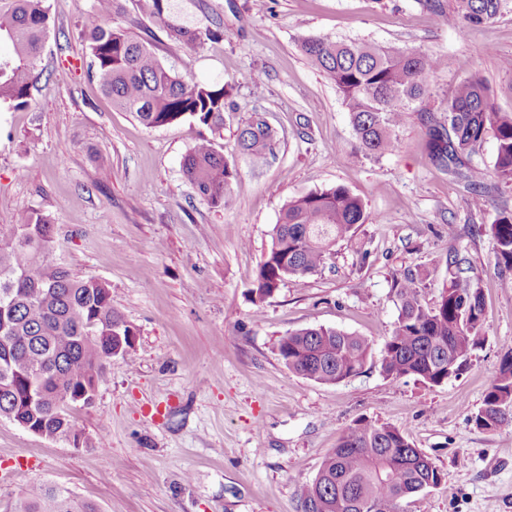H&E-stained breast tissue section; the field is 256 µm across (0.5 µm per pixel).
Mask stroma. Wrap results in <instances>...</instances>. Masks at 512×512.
Instances as JSON below:
<instances>
[{
    "label": "stroma",
    "instance_id": "obj_1",
    "mask_svg": "<svg viewBox=\"0 0 512 512\" xmlns=\"http://www.w3.org/2000/svg\"><path fill=\"white\" fill-rule=\"evenodd\" d=\"M54 34L35 71L32 103L0 112V224L48 215L55 251L75 274L106 282L135 331L132 359L111 358L91 406L75 409L89 438L76 448L0 418V512L52 483L99 512H300L301 486L356 421L398 427L443 473L404 512H512V424L477 428L471 415L512 347V270L497 268L488 230L512 185L484 210L430 158L426 120H443L465 73L484 78L512 111V5L491 23L461 26L455 0H180L199 24L221 18L224 39L198 49L169 41L124 0L119 24L153 43L180 75L231 91L218 131L187 119L148 129L113 109L86 74L80 34L93 0H52ZM325 35L466 60L431 74L405 112L393 151L366 158L340 97L298 41ZM73 70L66 85L49 81ZM264 80L254 94L252 75ZM264 112L277 145L255 163L236 138ZM238 170L232 208L210 207L181 173L200 136ZM111 166L102 178L99 159ZM342 185L369 219L338 242L323 269L285 282L263 304L249 294L283 204ZM480 276L484 341L439 385L385 377L378 363L336 385L288 371V332L335 327L382 349L397 320L392 282L421 274L427 301L448 279V256ZM510 287H503V280ZM107 448H100L99 438Z\"/></svg>",
    "mask_w": 512,
    "mask_h": 512
}]
</instances>
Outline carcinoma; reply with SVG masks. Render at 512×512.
Listing matches in <instances>:
<instances>
[{
  "label": "carcinoma",
  "instance_id": "cac0c4a2",
  "mask_svg": "<svg viewBox=\"0 0 512 512\" xmlns=\"http://www.w3.org/2000/svg\"><path fill=\"white\" fill-rule=\"evenodd\" d=\"M139 14L157 23L169 40L191 48L224 39L216 19L202 27L184 21L177 0H135ZM508 0H456L465 25L495 19ZM122 0H94L82 19L89 49L88 77L112 101L147 128L191 118L213 127L224 112V87L187 79L165 65L147 41L114 21ZM50 0H0V40L13 53L0 57V109L31 106L33 75L51 22ZM307 60L336 88L355 134V150L365 157L391 151L405 112L421 99L428 75L448 67L445 57L424 52L327 36L299 40ZM448 126H427L433 160L448 175L464 181L478 210L487 204V173L469 164L483 143L494 140L492 176L512 185V111L499 110L490 88L478 75L456 87L448 101ZM242 153L262 158L275 148V133L253 113L239 129ZM184 177L211 207L234 205L231 166L211 139L199 138L182 163ZM368 216L363 200L336 185L288 200L272 230V243L249 288L263 303L290 279L322 269L336 242L352 237ZM496 264L512 269V209L497 208L490 224ZM54 224L38 212H21L15 223L0 224V417L28 424L40 435L79 446L87 442L72 414L92 404L105 379L106 362L134 352L132 327L112 307L108 284L74 274L53 255ZM466 260L448 258V283L438 299L422 295L419 275L393 281L397 322L381 350L378 364L388 378L414 376L440 385L458 376L482 343L484 301L479 275ZM288 371L323 385H336L362 372L373 360V345L332 327L288 332L278 343ZM479 429L512 422V348L499 375L472 414ZM443 474L398 428L362 420L345 431L323 459L314 479L300 491L301 512H401V503L441 484ZM16 512H98L50 483L22 492Z\"/></svg>",
  "mask_w": 512,
  "mask_h": 512
}]
</instances>
